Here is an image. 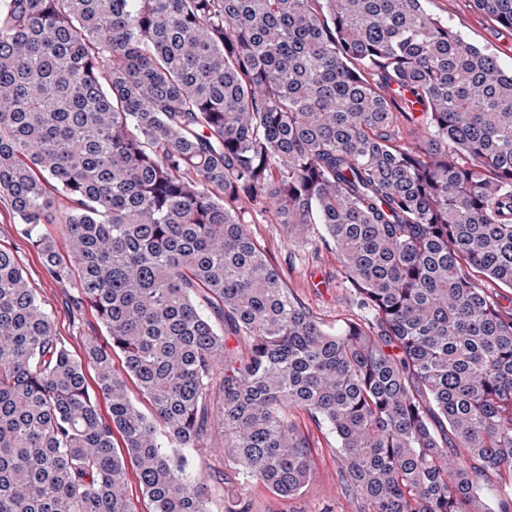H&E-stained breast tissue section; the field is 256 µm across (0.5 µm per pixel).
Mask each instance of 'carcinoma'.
<instances>
[{
	"mask_svg": "<svg viewBox=\"0 0 512 512\" xmlns=\"http://www.w3.org/2000/svg\"><path fill=\"white\" fill-rule=\"evenodd\" d=\"M425 2L0 0V203L106 331L75 357L0 249V512H139L130 465L148 512H210L182 450L214 426L224 512L294 497V410L362 512H512V299L475 282L512 289V73ZM266 218L322 226L336 331ZM269 260L282 273L291 292L330 326L350 311V297L336 277L339 268L332 246L298 236L282 224H250Z\"/></svg>",
	"mask_w": 512,
	"mask_h": 512,
	"instance_id": "carcinoma-1",
	"label": "carcinoma"
}]
</instances>
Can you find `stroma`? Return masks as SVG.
<instances>
[{
  "label": "stroma",
  "instance_id": "stroma-1",
  "mask_svg": "<svg viewBox=\"0 0 512 512\" xmlns=\"http://www.w3.org/2000/svg\"><path fill=\"white\" fill-rule=\"evenodd\" d=\"M425 6L434 15L447 18L466 40L494 54L504 71H512V29L476 12L471 0H426ZM250 230L291 292L318 317L332 325L349 313V294L336 277L334 247L290 233L279 224H254ZM0 248L14 255L30 288L50 313L56 336L74 355H82L91 337L104 336L96 315L89 308L76 307L73 289L50 280L37 251L21 235L17 218L1 205ZM295 421L313 443L312 478L301 494L290 498L280 497L260 483L247 484L252 512H361L360 497L340 491L336 438L329 427L316 426L300 411Z\"/></svg>",
  "mask_w": 512,
  "mask_h": 512
}]
</instances>
